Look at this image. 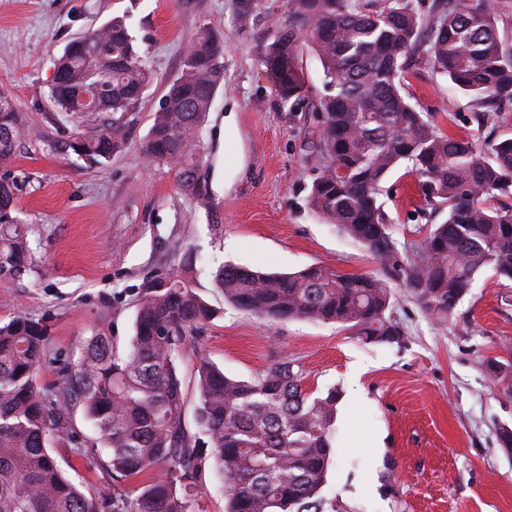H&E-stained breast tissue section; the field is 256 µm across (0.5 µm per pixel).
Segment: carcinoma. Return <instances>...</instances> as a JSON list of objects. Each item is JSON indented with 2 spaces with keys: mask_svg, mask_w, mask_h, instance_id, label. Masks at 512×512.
I'll use <instances>...</instances> for the list:
<instances>
[{
  "mask_svg": "<svg viewBox=\"0 0 512 512\" xmlns=\"http://www.w3.org/2000/svg\"><path fill=\"white\" fill-rule=\"evenodd\" d=\"M500 0H288V24L260 48L261 63L278 82L281 100L302 99L300 48L310 44L328 93L314 106L317 160L308 202L327 224L359 242L378 262L369 275L340 274L323 265L276 273L226 264L214 273L224 300L271 322L334 323L376 343H401L392 317L396 282L426 313L446 322L490 270L512 281V136L482 151L443 134L403 91L411 60L423 54L435 74L469 97L477 121L512 106V40L498 26ZM154 80L136 49L128 13L117 14L72 41L59 57L49 102L80 112L87 95L112 122L75 134L65 152L103 165L120 151L125 131L116 114L135 111ZM224 83V41L202 26L188 41L177 76L153 114L145 154L175 171L180 188L209 209L196 173L198 134ZM29 135L11 97L0 91V167ZM406 166L425 199L447 210L417 246L400 252L379 202L381 184ZM15 182L0 177V272L20 273L31 249L13 216ZM214 309L173 273L168 287L147 280L138 301L129 350L121 355L96 334L67 367L66 378L42 389L33 379L44 362L48 330L15 316L0 324V512H197L208 465L227 484L225 512H353L323 495L335 455V389L305 386L304 365L281 358L241 380L199 358L195 424L206 447L186 428L177 359ZM489 381L512 387V361L491 359ZM78 404L99 443L75 453L96 460L116 478L162 467L129 491L100 497L74 483L48 447L76 442L69 420Z\"/></svg>",
  "mask_w": 512,
  "mask_h": 512,
  "instance_id": "carcinoma-1",
  "label": "carcinoma"
}]
</instances>
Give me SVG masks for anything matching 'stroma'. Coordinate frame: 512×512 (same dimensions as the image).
I'll return each mask as SVG.
<instances>
[{
  "instance_id": "35a3bbf8",
  "label": "stroma",
  "mask_w": 512,
  "mask_h": 512,
  "mask_svg": "<svg viewBox=\"0 0 512 512\" xmlns=\"http://www.w3.org/2000/svg\"><path fill=\"white\" fill-rule=\"evenodd\" d=\"M240 9L241 0H0V89L33 131L9 169L32 263L20 275L0 273V322L22 315L47 326L36 383L50 385L94 333L126 352L146 278L181 273L218 310L178 362L187 414L197 404L198 356L248 380L285 355L304 364L309 389L340 392L326 497L353 512H512V451L497 440L512 429V391L493 387L486 372L488 360H512L511 282L482 271L445 324L395 289L399 344L367 343L335 324L272 323L225 303L214 287L213 272L227 263L279 272L319 264L342 274L379 267L307 204L316 175L312 111L325 93L319 60L303 51L304 100L290 111L258 55L286 23V0H261L246 22ZM123 11L154 82L139 107L121 115L124 148L92 166L60 146L105 114L55 111L47 92L65 47ZM204 25L225 44L224 84L200 138L197 173L209 210L143 151L184 46ZM404 90L441 132L479 144L512 133V112L479 124L467 97L424 57L407 71ZM380 200L399 250L411 254L427 233L415 177L393 171ZM52 448L76 483L103 496L116 490L99 461L57 442Z\"/></svg>"
}]
</instances>
